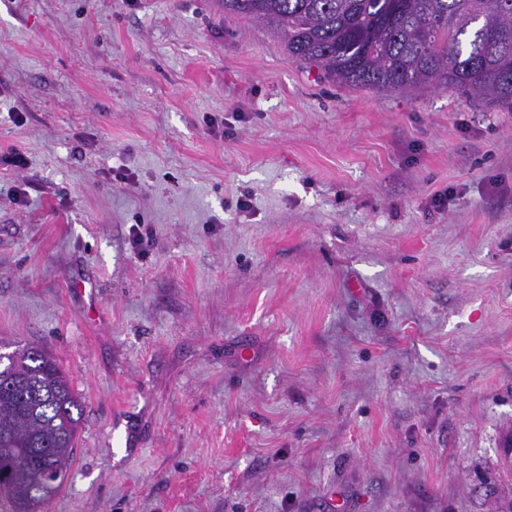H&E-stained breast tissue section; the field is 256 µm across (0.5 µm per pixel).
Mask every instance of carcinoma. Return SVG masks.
<instances>
[{
  "mask_svg": "<svg viewBox=\"0 0 512 512\" xmlns=\"http://www.w3.org/2000/svg\"><path fill=\"white\" fill-rule=\"evenodd\" d=\"M221 0L263 23L332 86L411 93L448 86L512 107L509 0ZM83 415L57 359L28 343L0 361V498L39 512L65 483Z\"/></svg>",
  "mask_w": 512,
  "mask_h": 512,
  "instance_id": "1",
  "label": "carcinoma"
}]
</instances>
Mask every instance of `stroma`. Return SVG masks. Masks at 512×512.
I'll return each mask as SVG.
<instances>
[{
	"label": "stroma",
	"instance_id": "1",
	"mask_svg": "<svg viewBox=\"0 0 512 512\" xmlns=\"http://www.w3.org/2000/svg\"><path fill=\"white\" fill-rule=\"evenodd\" d=\"M0 341L84 406L41 512H492L512 110L328 85L220 0H0Z\"/></svg>",
	"mask_w": 512,
	"mask_h": 512
}]
</instances>
